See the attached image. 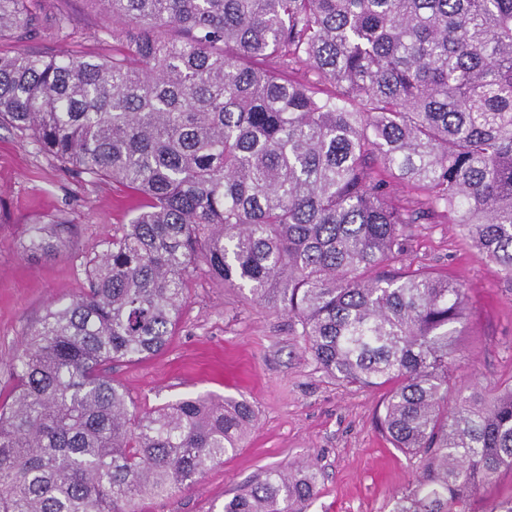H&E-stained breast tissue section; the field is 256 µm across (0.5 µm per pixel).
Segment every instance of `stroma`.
<instances>
[{
    "mask_svg": "<svg viewBox=\"0 0 512 512\" xmlns=\"http://www.w3.org/2000/svg\"><path fill=\"white\" fill-rule=\"evenodd\" d=\"M71 19L69 35L44 30L31 48L46 56L111 55L115 41L92 0H51ZM138 203L122 186L64 168L29 140L0 128V392L13 384L9 360L54 301L77 296L87 261L128 223ZM70 228L51 260L24 248L34 224ZM400 266L427 268L466 284V324L454 360L460 384L493 386L512 377V281L464 240L446 216L410 225ZM112 377L137 410L197 394L247 401L257 421L238 450L189 489L145 497L137 512H222L224 502L265 470L312 460L321 470L308 512H390L415 477L414 458L380 429L386 388H358L327 376L288 316L247 291L209 277L189 281L179 324L157 357L120 362Z\"/></svg>",
    "mask_w": 512,
    "mask_h": 512,
    "instance_id": "1",
    "label": "stroma"
}]
</instances>
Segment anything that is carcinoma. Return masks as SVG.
Listing matches in <instances>:
<instances>
[{"label":"carcinoma","mask_w":512,"mask_h":512,"mask_svg":"<svg viewBox=\"0 0 512 512\" xmlns=\"http://www.w3.org/2000/svg\"><path fill=\"white\" fill-rule=\"evenodd\" d=\"M49 2L0 0V127L139 204L10 361L0 512H134L238 449L247 402L141 413L108 374L164 350L199 274L295 320L328 375L390 387L381 426L418 461L391 512H476L512 472V377L457 387L465 285L394 264L442 212L512 280V0H94L107 58L24 48ZM61 235L34 224L26 251ZM319 476L269 469L224 512H307Z\"/></svg>","instance_id":"1"}]
</instances>
